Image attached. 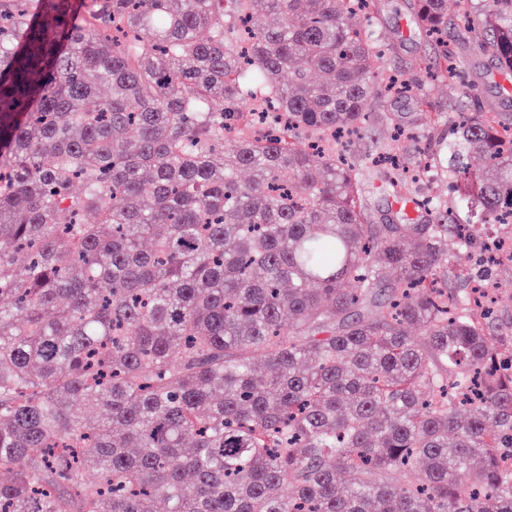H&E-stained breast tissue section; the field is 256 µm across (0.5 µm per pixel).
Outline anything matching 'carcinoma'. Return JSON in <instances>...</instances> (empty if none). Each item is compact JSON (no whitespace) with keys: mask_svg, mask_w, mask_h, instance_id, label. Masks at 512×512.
<instances>
[{"mask_svg":"<svg viewBox=\"0 0 512 512\" xmlns=\"http://www.w3.org/2000/svg\"><path fill=\"white\" fill-rule=\"evenodd\" d=\"M29 2L0 0V512H512V370L439 287L512 216V119L419 94L459 205L373 224L322 147L375 117L373 0ZM457 3L512 77V0Z\"/></svg>","mask_w":512,"mask_h":512,"instance_id":"obj_1","label":"carcinoma"}]
</instances>
